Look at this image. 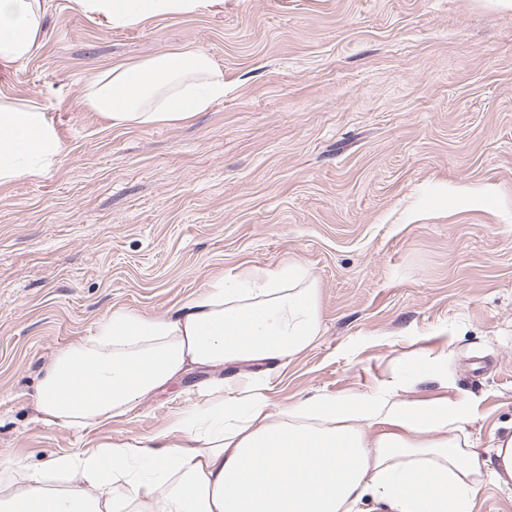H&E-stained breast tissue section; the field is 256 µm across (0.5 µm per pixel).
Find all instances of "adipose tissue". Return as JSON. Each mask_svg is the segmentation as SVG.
I'll return each instance as SVG.
<instances>
[{
  "instance_id": "adipose-tissue-1",
  "label": "adipose tissue",
  "mask_w": 512,
  "mask_h": 512,
  "mask_svg": "<svg viewBox=\"0 0 512 512\" xmlns=\"http://www.w3.org/2000/svg\"><path fill=\"white\" fill-rule=\"evenodd\" d=\"M82 13L134 27L216 0H73ZM42 0H0V62L40 47ZM224 97V72L182 48L117 63L84 86L113 127L173 125ZM37 100L0 94V185L58 162ZM323 334L319 290L296 264L244 266L170 315L117 308L94 336L59 351L36 387L47 424L92 430L196 369H235L151 437L65 452L34 469L0 462V512H474L485 482L512 491V432L474 447L475 400L448 391L443 365L404 361L403 387L271 401L256 367L286 365ZM433 382L440 395H417Z\"/></svg>"
}]
</instances>
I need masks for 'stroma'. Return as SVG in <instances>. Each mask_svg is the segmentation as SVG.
Segmentation results:
<instances>
[{"label":"stroma","mask_w":512,"mask_h":512,"mask_svg":"<svg viewBox=\"0 0 512 512\" xmlns=\"http://www.w3.org/2000/svg\"><path fill=\"white\" fill-rule=\"evenodd\" d=\"M42 46L0 91L43 106L59 162L0 187V460L148 437L201 397L194 371L92 431L38 421L44 368L124 307L163 316L244 265L306 268L324 333L266 394H369L426 353L474 397L480 448L512 431V7L492 0H225L100 24L43 0ZM185 46L224 98L112 128L83 85Z\"/></svg>","instance_id":"obj_1"}]
</instances>
